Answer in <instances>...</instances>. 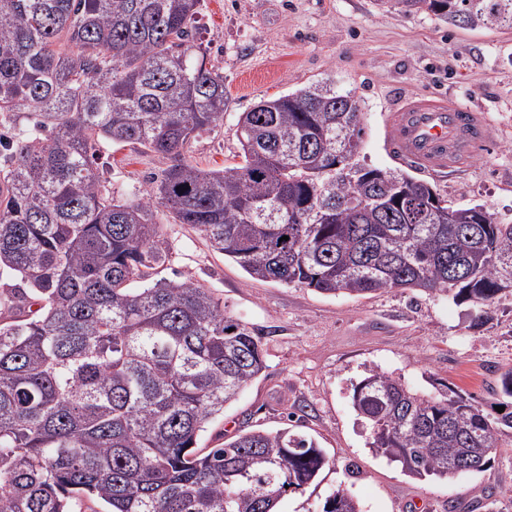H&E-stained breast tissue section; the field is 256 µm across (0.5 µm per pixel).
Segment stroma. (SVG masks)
<instances>
[{
    "instance_id": "obj_1",
    "label": "stroma",
    "mask_w": 512,
    "mask_h": 512,
    "mask_svg": "<svg viewBox=\"0 0 512 512\" xmlns=\"http://www.w3.org/2000/svg\"><path fill=\"white\" fill-rule=\"evenodd\" d=\"M196 38L224 74L227 108L223 124L186 145L193 164H239L240 113L328 81L354 89L362 104L365 163L413 176L416 168L385 144L393 104L405 95L462 102L485 114L490 136L464 164L423 180L451 206L481 205L512 224V30H463L425 13L382 11L375 0H201ZM97 167L105 185L134 200L165 163L139 147L106 143ZM164 231L166 277L193 279L264 336L266 371L208 424L200 447L289 428L326 454L318 479L289 494L280 512H317L340 488L364 512H485L492 500L512 512V435L502 436L481 472L419 478L372 452L351 404L354 385L378 370L423 394L453 390L511 411L493 389L512 368V294L487 312L449 294H320L251 278L190 225L168 222Z\"/></svg>"
}]
</instances>
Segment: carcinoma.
I'll return each instance as SVG.
<instances>
[{
    "instance_id": "cac0c4a2",
    "label": "carcinoma",
    "mask_w": 512,
    "mask_h": 512,
    "mask_svg": "<svg viewBox=\"0 0 512 512\" xmlns=\"http://www.w3.org/2000/svg\"><path fill=\"white\" fill-rule=\"evenodd\" d=\"M458 28L512 30V0H377ZM200 0H0V512H277L326 464L288 429L201 452L206 425L266 368L263 337L191 279L162 276L158 209L250 276L319 293L401 288L489 309L512 291V224L360 162L362 106L314 83L236 124L242 162L186 143L224 121L196 43ZM166 161L142 198L103 184L106 142ZM289 240H283V237ZM352 405L370 448L415 475L480 472L512 429L470 396L373 372ZM320 512H362L343 489Z\"/></svg>"
}]
</instances>
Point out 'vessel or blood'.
Wrapping results in <instances>:
<instances>
[{
  "label": "vessel or blood",
  "instance_id": "1",
  "mask_svg": "<svg viewBox=\"0 0 512 512\" xmlns=\"http://www.w3.org/2000/svg\"><path fill=\"white\" fill-rule=\"evenodd\" d=\"M488 136L485 116L465 105L411 97L391 112L387 145L421 170H445L474 154Z\"/></svg>",
  "mask_w": 512,
  "mask_h": 512
}]
</instances>
